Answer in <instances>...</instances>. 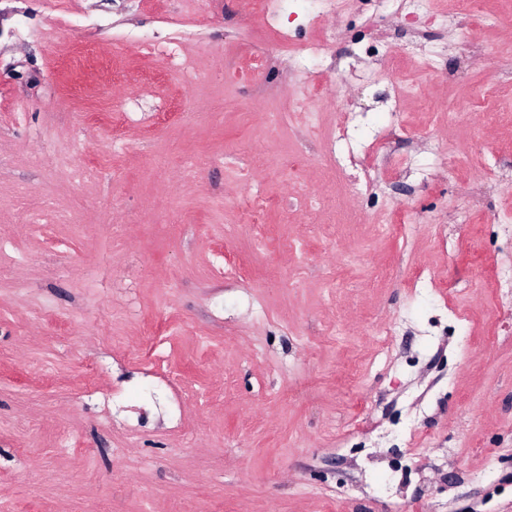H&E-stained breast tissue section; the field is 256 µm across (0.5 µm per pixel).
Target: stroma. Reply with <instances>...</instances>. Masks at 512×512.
Listing matches in <instances>:
<instances>
[{"instance_id": "1", "label": "stroma", "mask_w": 512, "mask_h": 512, "mask_svg": "<svg viewBox=\"0 0 512 512\" xmlns=\"http://www.w3.org/2000/svg\"><path fill=\"white\" fill-rule=\"evenodd\" d=\"M62 2L0 0V512H512V299L493 286L512 223L489 220L512 187L483 185V214L451 223L466 197L428 150L452 136L462 178L512 172V144L464 140L471 114L512 106V36L470 34L448 0H345L322 20L315 132L270 137L302 77L280 59L258 95L237 47L312 41L304 7L247 22L239 0ZM176 21L210 75L188 113L183 74L142 44ZM227 98L249 117L216 112ZM345 118L410 159L363 201L416 212L410 239L320 225L273 174L239 180L245 151L297 149L321 192V132ZM255 192L264 248L231 205ZM425 264L432 286L396 285ZM380 266L394 282L368 287Z\"/></svg>"}]
</instances>
